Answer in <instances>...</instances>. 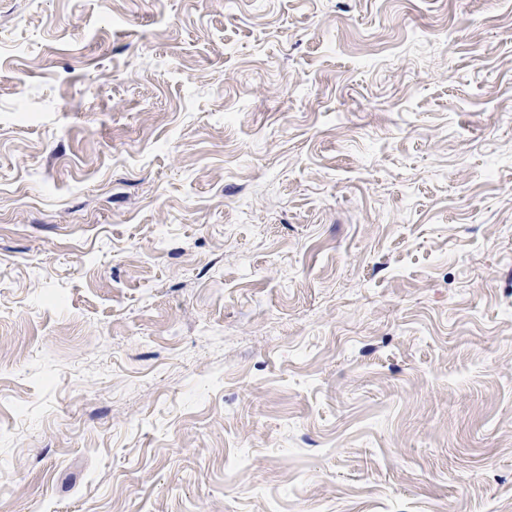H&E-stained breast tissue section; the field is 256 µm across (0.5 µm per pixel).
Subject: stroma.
<instances>
[{
    "instance_id": "35a3bbf8",
    "label": "stroma",
    "mask_w": 512,
    "mask_h": 512,
    "mask_svg": "<svg viewBox=\"0 0 512 512\" xmlns=\"http://www.w3.org/2000/svg\"><path fill=\"white\" fill-rule=\"evenodd\" d=\"M0 512H512V0H0Z\"/></svg>"
}]
</instances>
